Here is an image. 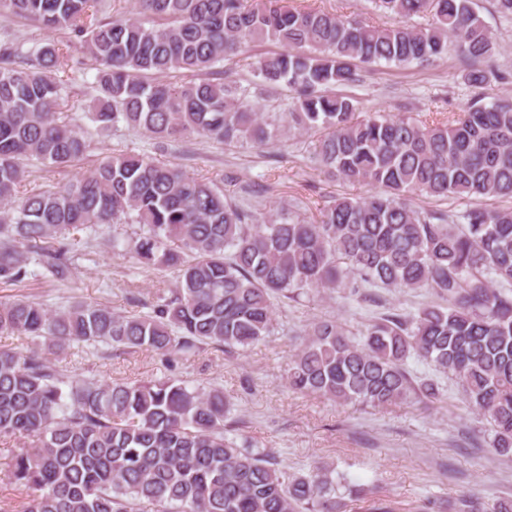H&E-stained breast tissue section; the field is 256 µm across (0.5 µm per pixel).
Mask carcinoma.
<instances>
[{"instance_id": "obj_1", "label": "carcinoma", "mask_w": 512, "mask_h": 512, "mask_svg": "<svg viewBox=\"0 0 512 512\" xmlns=\"http://www.w3.org/2000/svg\"><path fill=\"white\" fill-rule=\"evenodd\" d=\"M386 27L281 0H136L135 18L104 0H0V19L67 30L95 63L91 119L122 123L158 144L192 135L269 144L268 127L317 135L314 155L331 178L373 188L339 197L312 220L259 219L218 185L141 154L103 160L73 181L23 192L28 166L82 159L88 132L62 115L73 87L57 79L64 55L49 40L23 50L0 43V280L29 274L31 255L57 281L75 270L67 235L101 224L142 226L126 241L146 267L171 269L175 287L152 313L74 301L50 310L0 301V335L42 339L0 349V438H20L0 512H344L333 470L307 475L240 448L219 388L181 380L74 379L47 356L75 343L115 345L168 358L212 344L265 339L273 303L297 289L365 286L418 290L435 300L415 316L387 314L355 334L334 321L310 326L288 364L296 391L372 407L441 392L408 369L415 356L456 380L464 404L488 417L489 446L512 455V99L486 101L498 50L473 0H373ZM432 17L423 26L408 21ZM453 44L473 91L455 123L359 112L341 88L356 64L429 65ZM251 55L265 85L293 92L270 120L246 90L224 81V59ZM182 71L188 77L172 82ZM475 196L458 217L418 197ZM456 512H512L463 499Z\"/></svg>"}]
</instances>
